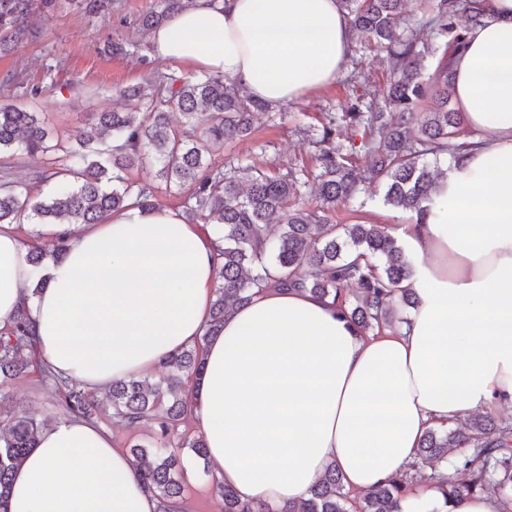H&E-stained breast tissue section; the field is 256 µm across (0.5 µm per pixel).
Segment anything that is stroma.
<instances>
[{
  "mask_svg": "<svg viewBox=\"0 0 512 512\" xmlns=\"http://www.w3.org/2000/svg\"><path fill=\"white\" fill-rule=\"evenodd\" d=\"M156 6L157 0H112L108 11L90 15L76 0H56L49 18L32 16L34 38L0 55V103L40 113L52 138L68 146L85 131L87 113L126 109L117 94L121 87L172 71L199 77L194 66L153 58L148 35L139 30L138 23ZM113 41L125 44L126 54H110L107 45ZM386 78L380 60L353 45L349 62L335 83L284 105L283 115L263 120L248 139L213 150L211 162L220 166L238 156L273 169L313 168L315 149L303 140L301 129L317 126L323 113L343 114L356 92L382 96ZM34 86L39 89L35 95L30 92ZM333 219L339 224H385L399 238L408 217L385 205L382 189L371 184L338 205ZM21 408L56 420L67 416L56 384L36 372L0 382V411ZM179 454L188 460L183 477L185 504L191 512H218L214 473L208 462L190 461L187 448Z\"/></svg>",
  "mask_w": 512,
  "mask_h": 512,
  "instance_id": "stroma-1",
  "label": "stroma"
}]
</instances>
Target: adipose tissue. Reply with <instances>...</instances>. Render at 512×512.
Returning a JSON list of instances; mask_svg holds the SVG:
<instances>
[{"label": "adipose tissue", "instance_id": "obj_1", "mask_svg": "<svg viewBox=\"0 0 512 512\" xmlns=\"http://www.w3.org/2000/svg\"><path fill=\"white\" fill-rule=\"evenodd\" d=\"M353 40L337 0H191L156 28L154 58L230 79L256 99L332 84ZM455 95L477 142L445 167L424 225H407L416 304L400 329L363 335L330 300L268 290L205 336L221 261L217 225L131 205L100 224H40L64 239L34 288L29 249L0 225V328L28 307L51 372L92 392L155 372L194 342L189 391L216 478L272 508L308 498L327 468L365 491L402 476L425 432L512 404V0H490L456 53ZM495 496L403 512H501ZM8 512H160L110 432L55 421L13 475Z\"/></svg>", "mask_w": 512, "mask_h": 512}]
</instances>
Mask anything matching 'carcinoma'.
I'll return each instance as SVG.
<instances>
[{
    "label": "carcinoma",
    "instance_id": "carcinoma-1",
    "mask_svg": "<svg viewBox=\"0 0 512 512\" xmlns=\"http://www.w3.org/2000/svg\"><path fill=\"white\" fill-rule=\"evenodd\" d=\"M190 0H160L158 9L141 18L143 30L161 26ZM354 35L383 54L390 79L383 101L355 97L344 117L347 126L363 129L361 140L343 130L329 112L311 143L316 145L315 168L298 172L260 166L248 159H231L220 168L208 163L212 148L242 140L255 131L261 116L272 117L277 105L250 97L222 76L189 78L174 73L157 83L129 86L120 97L145 112H91L96 133L82 134L67 149L65 164L51 169L40 181L52 183L50 195H31L22 181L0 182V224H98L136 200L153 208V189L130 180L129 169L148 157L162 163L158 176L178 187H189L184 206L192 224H217L224 240L219 284L205 335L224 326L231 309L266 288L309 291L332 300L357 329H395L404 322L402 307L414 304L404 283L413 274L412 259L384 224H338L329 213L352 199L365 183L384 188V203L411 217H422L423 203L439 175L443 156L464 161L470 137L463 130V112L456 107L452 57L465 43V32L486 17L490 0H431L425 21L405 35L398 27L409 0H338ZM55 0H0V54L32 31L30 15L48 16ZM444 49L433 70L424 73L423 57L433 53L432 42ZM178 111L196 123V135L179 134L169 115ZM60 149L38 117L13 104L0 103V154L23 153L30 158ZM365 153L364 169L353 165ZM313 180L319 207H296L300 187ZM65 242L49 252L34 250L38 267L51 257L65 256ZM357 286L349 298L344 286ZM167 378L159 384L130 377L112 383L114 423L133 429L146 419L158 428V448L136 449L137 471L160 499L161 512L180 501L184 464L173 448H189L199 458L208 453L204 435L182 439L178 430L191 412L185 383L203 369V350L188 348L170 357ZM36 369L63 387V404L73 416L98 422L97 407L80 385L60 381L41 357L27 311L0 331V378ZM45 420L23 412H0V512H7L12 473L37 443ZM460 452L448 458V449ZM429 475H424L425 469ZM458 472L467 475L459 482ZM440 491L445 502L491 493L512 506V422L475 416L457 428L429 429L420 441L406 477L396 478L351 499L342 478L332 468L313 485L308 498L277 512H402L421 478ZM220 512H271L262 503L245 502L236 491L214 481Z\"/></svg>",
    "mask_w": 512,
    "mask_h": 512
}]
</instances>
